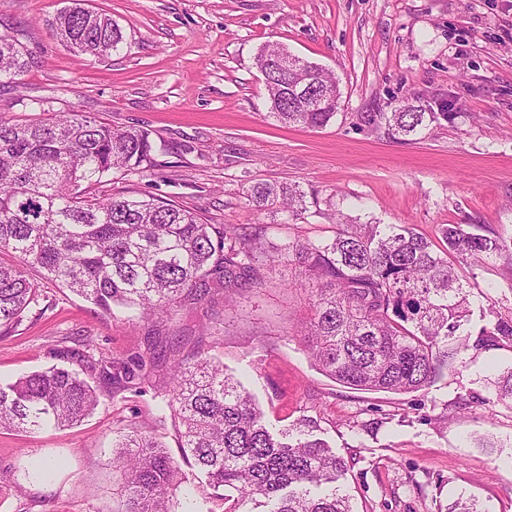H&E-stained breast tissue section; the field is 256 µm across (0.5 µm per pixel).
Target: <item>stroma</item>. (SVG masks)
Segmentation results:
<instances>
[{"label":"stroma","instance_id":"1","mask_svg":"<svg viewBox=\"0 0 512 512\" xmlns=\"http://www.w3.org/2000/svg\"><path fill=\"white\" fill-rule=\"evenodd\" d=\"M66 0H0V21L29 23L36 65L17 88L0 89V117L23 119L32 100L49 112L76 108L115 127H144L154 170L112 173L102 194L153 196L208 224L253 219L244 191L288 182L322 210L290 224L262 213L273 242L333 237L336 212L366 223L408 224L442 245L447 224H473L511 249L485 264H456L477 332L512 318V0H86L112 16L124 42L100 59L72 50L46 19ZM279 43L332 70L342 106L326 127H288L269 117L261 47ZM452 101L453 121L413 141L365 124L409 95ZM292 266L270 270L263 288L217 306L211 335L202 310L179 309L174 334L123 310L99 307L27 270L38 304L0 334V384L59 364L91 342L96 354L152 360L140 390L119 392L82 423L35 432L0 430V512H119L121 475L112 458L122 436L153 434L179 456V423L159 417L172 340L204 348L259 401L267 422L316 420L315 437L349 463L341 478L354 512H439L458 496L483 512H512V405L493 382L512 371V341L468 347L429 387L407 394L343 387L312 363L301 331L307 293L287 288ZM56 463L53 478L38 462Z\"/></svg>","mask_w":512,"mask_h":512}]
</instances>
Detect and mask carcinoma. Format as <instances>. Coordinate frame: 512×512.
Segmentation results:
<instances>
[{
  "mask_svg": "<svg viewBox=\"0 0 512 512\" xmlns=\"http://www.w3.org/2000/svg\"><path fill=\"white\" fill-rule=\"evenodd\" d=\"M67 46L100 58L123 42L119 24L84 0L46 20ZM28 28L0 31V86L10 87L37 64L27 49ZM256 66L265 81L270 116L307 129L336 117L341 92L319 64L266 45ZM448 107L428 112L407 97L366 122L391 138L419 135L431 123L451 121ZM151 133L112 128L74 108L49 118L0 117V252L20 263H0V331L16 327L38 303L24 266L44 269L71 292L97 305L134 310L147 321L168 320L178 307L212 301L224 288L252 291L263 270L279 263L298 268L287 283L310 293L306 339L314 364L334 382L370 392L406 394L430 385L462 347H448L470 315V297L447 254L479 266L500 254L498 238L462 224L442 228L440 253L408 224H358L338 214L337 231L317 241L268 240L270 224H206L168 200L99 195L112 172L144 173L156 166ZM256 213L279 208L288 220L308 214L306 193L287 183H257L246 194ZM512 340V319L479 331L476 345ZM85 350L61 358L82 362L85 373L120 391L141 384L146 361H115ZM103 394L67 367L35 371L0 386V428L33 432L46 424L75 425L102 404ZM160 412L179 420L181 451L229 512H353L334 483L347 461L321 439L316 421L271 431L255 396L224 364L197 347L173 356ZM122 476L125 512H178L177 491L189 481L180 464L153 437L124 435L112 458Z\"/></svg>",
  "mask_w": 512,
  "mask_h": 512,
  "instance_id": "1",
  "label": "carcinoma"
}]
</instances>
